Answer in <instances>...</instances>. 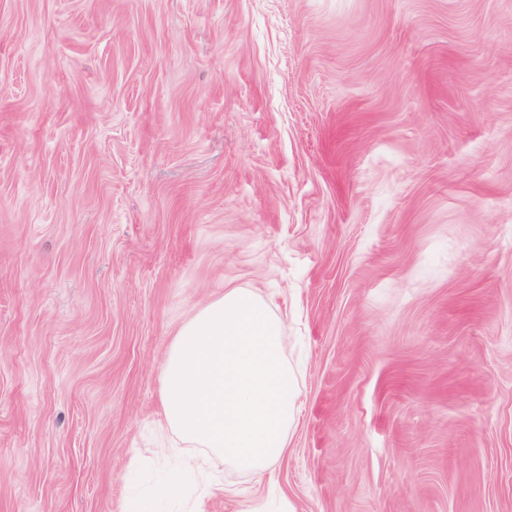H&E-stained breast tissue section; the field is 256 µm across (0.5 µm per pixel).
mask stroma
Returning a JSON list of instances; mask_svg holds the SVG:
<instances>
[{
  "label": "stroma",
  "instance_id": "obj_1",
  "mask_svg": "<svg viewBox=\"0 0 512 512\" xmlns=\"http://www.w3.org/2000/svg\"><path fill=\"white\" fill-rule=\"evenodd\" d=\"M228 288L300 367L260 479L161 413ZM137 490L512 512V0H0V512Z\"/></svg>",
  "mask_w": 512,
  "mask_h": 512
}]
</instances>
